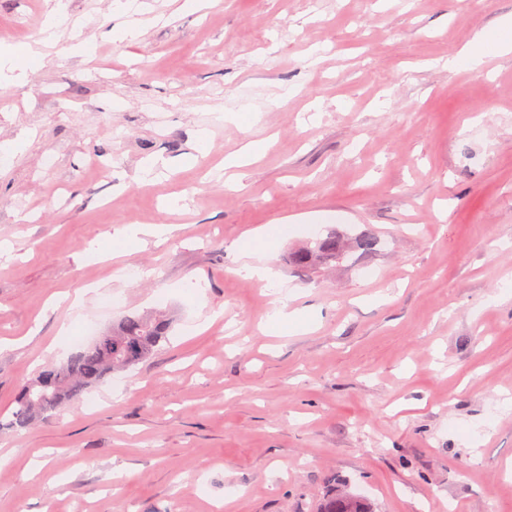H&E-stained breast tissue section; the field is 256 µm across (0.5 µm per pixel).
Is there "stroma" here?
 <instances>
[{
  "label": "stroma",
  "mask_w": 512,
  "mask_h": 512,
  "mask_svg": "<svg viewBox=\"0 0 512 512\" xmlns=\"http://www.w3.org/2000/svg\"><path fill=\"white\" fill-rule=\"evenodd\" d=\"M143 2L129 41L113 0H0V415L70 330L173 320L0 431V512H512V54L445 65L512 0ZM332 228L381 243L289 267ZM258 242L286 292L239 274ZM283 302L308 331L264 330ZM168 232V228L162 224H129L119 231L122 238L135 239L141 242L140 235L154 238L158 243L162 237ZM370 502L348 490L335 491L320 502L316 512H373Z\"/></svg>",
  "instance_id": "obj_1"
}]
</instances>
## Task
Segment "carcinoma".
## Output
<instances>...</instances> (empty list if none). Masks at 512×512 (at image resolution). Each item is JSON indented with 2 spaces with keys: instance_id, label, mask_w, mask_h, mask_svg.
Returning <instances> with one entry per match:
<instances>
[{
  "instance_id": "carcinoma-1",
  "label": "carcinoma",
  "mask_w": 512,
  "mask_h": 512,
  "mask_svg": "<svg viewBox=\"0 0 512 512\" xmlns=\"http://www.w3.org/2000/svg\"><path fill=\"white\" fill-rule=\"evenodd\" d=\"M350 244L370 253L377 246V237L367 232L349 239L331 231L322 238L304 241L288 254V261L301 271L328 266L342 259ZM169 327L170 317L164 312L128 317L100 333L91 344L65 361L39 370L22 389L9 425L18 430L27 429L50 411L64 406L79 407L88 388L158 351L167 340ZM317 512H373V507L364 498L340 490L324 498Z\"/></svg>"
}]
</instances>
